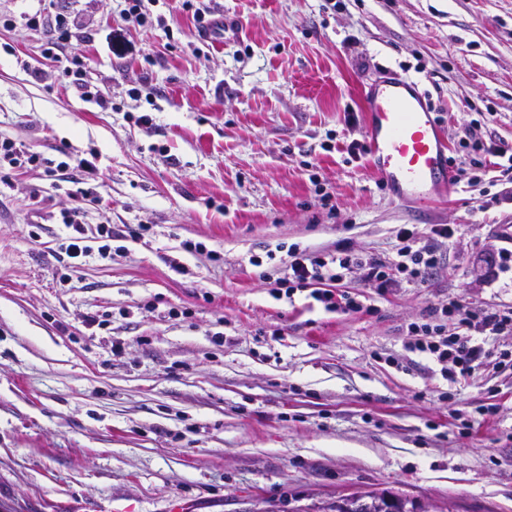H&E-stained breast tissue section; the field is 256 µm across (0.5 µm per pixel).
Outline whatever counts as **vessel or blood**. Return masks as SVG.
Instances as JSON below:
<instances>
[{
	"instance_id": "obj_1",
	"label": "vessel or blood",
	"mask_w": 512,
	"mask_h": 512,
	"mask_svg": "<svg viewBox=\"0 0 512 512\" xmlns=\"http://www.w3.org/2000/svg\"><path fill=\"white\" fill-rule=\"evenodd\" d=\"M366 142L374 169L396 198L420 203L452 187L447 138L415 84L399 77L374 80L364 89Z\"/></svg>"
}]
</instances>
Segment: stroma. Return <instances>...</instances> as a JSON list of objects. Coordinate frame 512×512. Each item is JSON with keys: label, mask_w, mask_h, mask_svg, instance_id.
Wrapping results in <instances>:
<instances>
[{"label": "stroma", "mask_w": 512, "mask_h": 512, "mask_svg": "<svg viewBox=\"0 0 512 512\" xmlns=\"http://www.w3.org/2000/svg\"><path fill=\"white\" fill-rule=\"evenodd\" d=\"M206 3L239 26L223 47L180 0L152 28L120 0H0V140L92 161L85 222L146 227L67 269L52 250L73 184L0 182V512H291L361 490L512 512V368L455 387L406 348L433 304L512 309V183L477 148L512 142V0ZM37 14L75 20L67 53L109 109L43 57ZM383 72L418 84L470 164L424 205L340 151L365 141ZM403 224L454 228L445 263L384 294L347 273L363 312L259 277L276 245L385 255Z\"/></svg>", "instance_id": "35a3bbf8"}]
</instances>
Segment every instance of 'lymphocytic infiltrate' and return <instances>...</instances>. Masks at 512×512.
Returning <instances> with one entry per match:
<instances>
[{
	"label": "lymphocytic infiltrate",
	"mask_w": 512,
	"mask_h": 512,
	"mask_svg": "<svg viewBox=\"0 0 512 512\" xmlns=\"http://www.w3.org/2000/svg\"><path fill=\"white\" fill-rule=\"evenodd\" d=\"M0 161L11 168L24 166L43 168L47 177L72 172L73 182H80L82 174L93 173L95 165L88 159L72 156L70 161L52 164L51 160L29 147L10 141L0 142ZM62 222L69 228L68 236L57 243L53 254L67 260L68 267H75L78 259L91 252L106 254L103 239L113 236L110 225L89 226L82 222L81 207L63 212ZM453 231L448 225H432L428 232L402 225L395 234V244L390 255H368L347 248L333 251L307 252L290 248L282 261L277 288L287 291L309 290L311 298L321 303L327 311L359 313L363 304L344 286L345 271L357 270L362 283L369 288L388 292L402 284L427 283L435 273L441 255L438 242L449 239ZM423 324H411L408 333L412 342L407 348L412 352L431 356L440 366L442 377L451 384L467 380L476 369L505 365L507 354L493 356L483 344L474 342V334L485 336H511L512 315L492 309L472 312L460 304L430 306Z\"/></svg>",
	"instance_id": "lymphocytic-infiltrate-1"
}]
</instances>
